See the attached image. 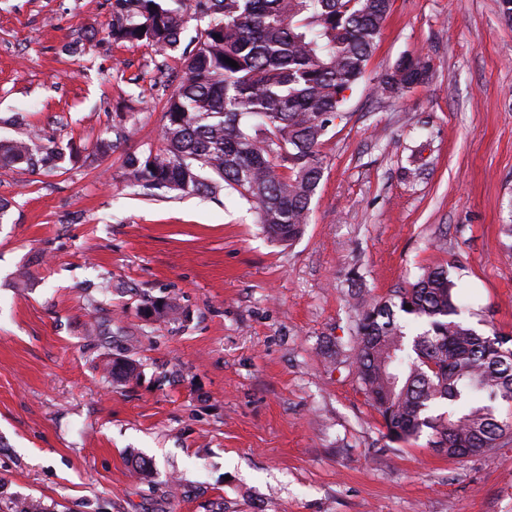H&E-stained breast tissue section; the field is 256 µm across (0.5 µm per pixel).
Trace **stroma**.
I'll return each mask as SVG.
<instances>
[{
	"label": "stroma",
	"mask_w": 512,
	"mask_h": 512,
	"mask_svg": "<svg viewBox=\"0 0 512 512\" xmlns=\"http://www.w3.org/2000/svg\"><path fill=\"white\" fill-rule=\"evenodd\" d=\"M111 21L112 0H0V139L34 127L59 154L0 168V512H512V443L464 458L388 443L336 352L355 291L388 295L423 266H449L469 322L512 332L497 0H393L290 243L236 194L127 186L181 63L112 43ZM404 56L428 81L381 95ZM153 302L176 312L147 317ZM112 359L136 377L113 380Z\"/></svg>",
	"instance_id": "1"
}]
</instances>
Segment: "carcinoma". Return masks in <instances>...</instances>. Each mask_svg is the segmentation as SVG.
<instances>
[{"label": "carcinoma", "instance_id": "obj_1", "mask_svg": "<svg viewBox=\"0 0 512 512\" xmlns=\"http://www.w3.org/2000/svg\"><path fill=\"white\" fill-rule=\"evenodd\" d=\"M392 0H115L109 36L165 54L189 20H207L182 52L165 106L162 146L129 154L140 191L236 193L279 242L299 237L323 176L319 145L343 112L342 93L364 76ZM237 62L232 67L225 59ZM403 57L379 81L393 97L428 78ZM55 155L24 139L0 140V168L35 172ZM411 308H405V305ZM357 380L391 443L426 438L450 457L512 440V333L461 318L457 284L428 267L385 297L357 295Z\"/></svg>", "mask_w": 512, "mask_h": 512}]
</instances>
